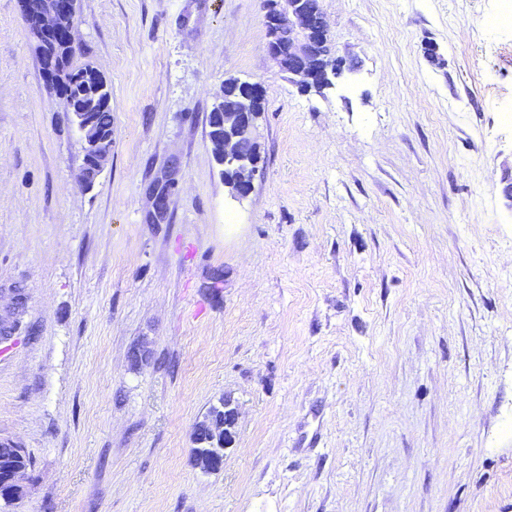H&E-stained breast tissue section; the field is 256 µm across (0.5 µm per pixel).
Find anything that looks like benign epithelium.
I'll list each match as a JSON object with an SVG mask.
<instances>
[{
  "label": "benign epithelium",
  "instance_id": "obj_1",
  "mask_svg": "<svg viewBox=\"0 0 512 512\" xmlns=\"http://www.w3.org/2000/svg\"><path fill=\"white\" fill-rule=\"evenodd\" d=\"M307 0H264V18L267 29L266 50L279 69L288 74L292 81L307 91L321 93L334 86L336 68L321 60L316 48L327 38L328 30L321 9L304 6ZM73 0H23L27 24L38 44L46 47L49 43H60L77 48L75 36L77 22L69 18ZM295 30L296 39L289 51L293 62L286 65L278 44L277 35L283 26ZM242 94L234 103L216 99L224 103V111L212 112L211 128L223 130V135L211 139L213 153L224 170L236 173V179L227 185L229 195L237 200L247 198L254 189L259 173L261 158L259 153L246 155L241 151V142H255L256 121L260 115L258 104L264 101L265 91L261 83L237 81ZM67 112L72 123L83 135V146L87 164L96 172H101L108 161V155L98 151V135L75 100L68 98ZM233 442L230 430L224 431V440L208 449V453L198 463L203 471L220 468L224 463V450Z\"/></svg>",
  "mask_w": 512,
  "mask_h": 512
}]
</instances>
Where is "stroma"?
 Returning <instances> with one entry per match:
<instances>
[{
  "mask_svg": "<svg viewBox=\"0 0 512 512\" xmlns=\"http://www.w3.org/2000/svg\"><path fill=\"white\" fill-rule=\"evenodd\" d=\"M321 6L357 67L304 94L263 0H78L74 63L112 90L87 188L0 0L12 512H512V25L502 0ZM230 77L266 92L241 201L208 135ZM222 398L235 445L205 473L193 430ZM30 465V460L27 454L25 455H17L14 454L9 447L0 444V511L1 512H10L6 510H2L1 498L5 497L9 493V486L5 484L3 480V476L7 474V472L15 467V466H23L26 467ZM26 468L16 469L14 470L9 478L8 483H10L12 487V496L11 499L16 501L20 496L24 493V488L21 485L22 474L26 471ZM6 509V508H3Z\"/></svg>",
  "mask_w": 512,
  "mask_h": 512,
  "instance_id": "1",
  "label": "stroma"
}]
</instances>
